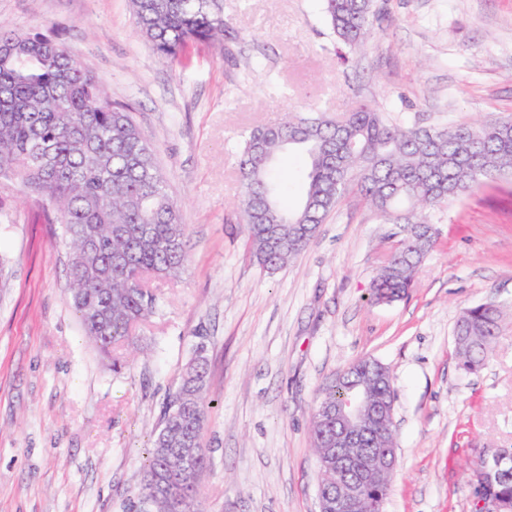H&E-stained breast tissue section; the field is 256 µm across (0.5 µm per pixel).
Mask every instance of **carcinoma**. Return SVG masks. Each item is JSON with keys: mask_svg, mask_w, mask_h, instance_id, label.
<instances>
[{"mask_svg": "<svg viewBox=\"0 0 512 512\" xmlns=\"http://www.w3.org/2000/svg\"><path fill=\"white\" fill-rule=\"evenodd\" d=\"M136 33L171 64L197 42L220 49L229 37L223 0H130ZM338 58L368 41L380 19L378 0H324ZM301 156L305 187L292 202L274 174L284 152ZM239 221L252 256L274 272L297 256L343 197L356 190L383 220L403 225L402 236L377 273L371 299H403L437 233L435 214L468 190L512 174V119L477 126L397 125L375 105L341 119L295 115L242 135ZM16 181L51 208L48 221L63 225L70 254V302L99 352L135 344L133 327L150 318L157 298L147 277L177 279L185 270L186 225L168 191L149 140L128 106L111 100L98 77L63 42L0 26V180ZM503 312L484 302L465 309L455 336L458 367L476 372L496 342ZM204 345L196 346L177 390L167 400L148 453L139 500L166 512L154 494L163 475L177 483L192 508L201 509L199 479L179 482V462L167 448H196L197 474L208 466L200 447L209 400ZM357 386L379 406L394 400L388 367L363 358L325 384L310 419V439L323 494L336 492L322 417ZM397 447L395 428H375L351 449L353 467L370 463L382 448ZM391 475L362 490L361 512H383ZM497 500L512 512V475L475 484L474 512Z\"/></svg>", "mask_w": 512, "mask_h": 512, "instance_id": "obj_1", "label": "carcinoma"}]
</instances>
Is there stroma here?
<instances>
[{"label":"stroma","instance_id":"obj_1","mask_svg":"<svg viewBox=\"0 0 512 512\" xmlns=\"http://www.w3.org/2000/svg\"><path fill=\"white\" fill-rule=\"evenodd\" d=\"M348 63L321 0H224L241 34L193 44L180 65L134 33L129 0H0V25L58 38L128 104L187 226L190 263L150 280L155 314L113 369L69 302L63 228L36 194L0 181V512H134L152 435L197 344L209 363L203 512H318L310 415L354 361L386 365L398 465L384 512H472L474 470L512 448V178L442 212L409 294L372 303L398 228L346 196L275 273L238 222L239 144L292 112L360 104L422 126L512 116V0H380ZM493 301L505 319L478 372L454 329Z\"/></svg>","mask_w":512,"mask_h":512}]
</instances>
